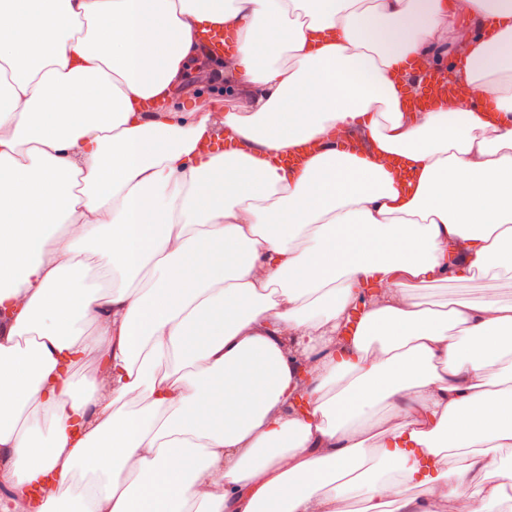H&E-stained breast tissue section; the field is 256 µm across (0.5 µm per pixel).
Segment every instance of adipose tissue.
<instances>
[{"mask_svg":"<svg viewBox=\"0 0 512 512\" xmlns=\"http://www.w3.org/2000/svg\"><path fill=\"white\" fill-rule=\"evenodd\" d=\"M211 27L219 118L174 107ZM18 33L48 40L0 49V486L512 512V299L427 298L512 288V0H0ZM442 69L467 100L414 108ZM200 40L213 57L224 58V54H231L236 48L234 37L225 34L223 30L219 29L203 32ZM492 288H504V290H499L502 293H506L504 295L505 298H512V288L502 287L497 281L484 279L477 282L472 283H460L448 285L444 288H439L440 290L434 291L436 294L433 299H450L461 297L465 295H479L483 292L491 293Z\"/></svg>","mask_w":512,"mask_h":512,"instance_id":"1","label":"adipose tissue"}]
</instances>
